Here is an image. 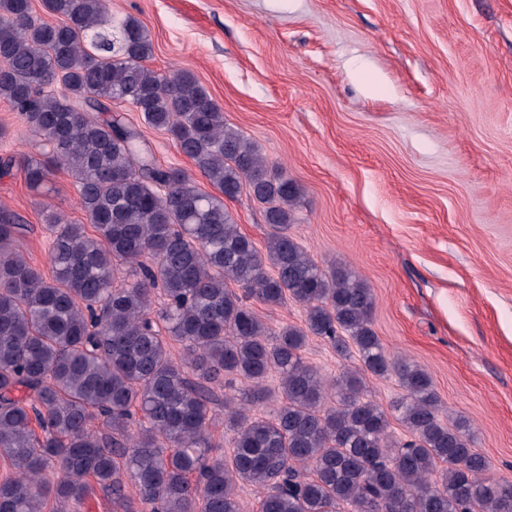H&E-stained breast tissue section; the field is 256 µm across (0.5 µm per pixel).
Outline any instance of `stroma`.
Here are the masks:
<instances>
[{"label": "stroma", "mask_w": 512, "mask_h": 512, "mask_svg": "<svg viewBox=\"0 0 512 512\" xmlns=\"http://www.w3.org/2000/svg\"><path fill=\"white\" fill-rule=\"evenodd\" d=\"M149 32V68L191 70L224 119L296 182L291 235L322 264L362 277L388 354L420 365L442 423L466 420L490 476L512 482V0H106ZM157 162L194 173L130 105ZM41 144L0 102V207L48 269L45 207L87 218L59 170L44 195L19 159ZM227 208L263 246L261 206ZM307 363L358 366L309 338Z\"/></svg>", "instance_id": "obj_1"}]
</instances>
